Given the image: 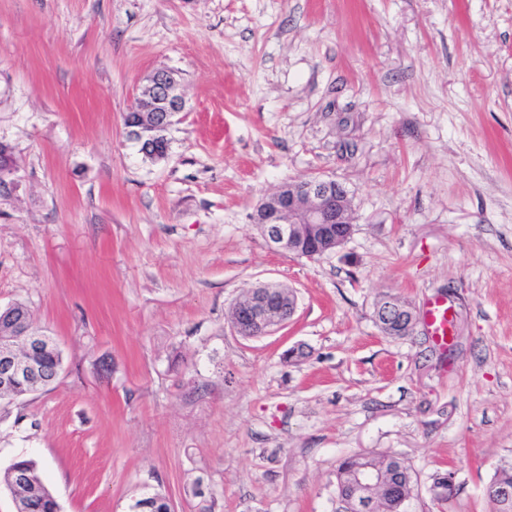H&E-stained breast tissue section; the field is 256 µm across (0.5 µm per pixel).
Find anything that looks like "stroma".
<instances>
[{"instance_id": "35a3bbf8", "label": "stroma", "mask_w": 512, "mask_h": 512, "mask_svg": "<svg viewBox=\"0 0 512 512\" xmlns=\"http://www.w3.org/2000/svg\"><path fill=\"white\" fill-rule=\"evenodd\" d=\"M156 68L186 100L158 164L122 121ZM0 142V305L63 352L49 389L0 403V474L35 460L60 512L156 491L339 512L364 451L409 466L408 512H490L512 464V0H0ZM314 176L348 188L350 239L271 249L255 206ZM262 283L296 312L239 336ZM387 294L446 296L447 347L384 336Z\"/></svg>"}]
</instances>
